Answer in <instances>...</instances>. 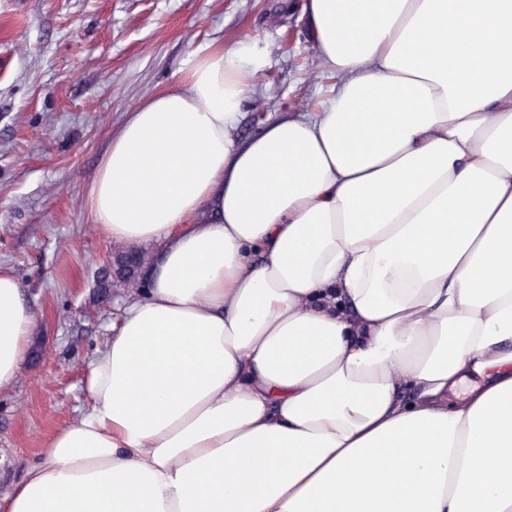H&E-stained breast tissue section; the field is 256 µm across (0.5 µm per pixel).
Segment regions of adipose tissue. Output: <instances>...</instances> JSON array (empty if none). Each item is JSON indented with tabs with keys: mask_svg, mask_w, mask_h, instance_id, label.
<instances>
[{
	"mask_svg": "<svg viewBox=\"0 0 512 512\" xmlns=\"http://www.w3.org/2000/svg\"><path fill=\"white\" fill-rule=\"evenodd\" d=\"M318 110L240 140L213 45L87 190L150 245L0 512H512V0H307ZM37 323L0 270V391Z\"/></svg>",
	"mask_w": 512,
	"mask_h": 512,
	"instance_id": "adipose-tissue-1",
	"label": "adipose tissue"
}]
</instances>
